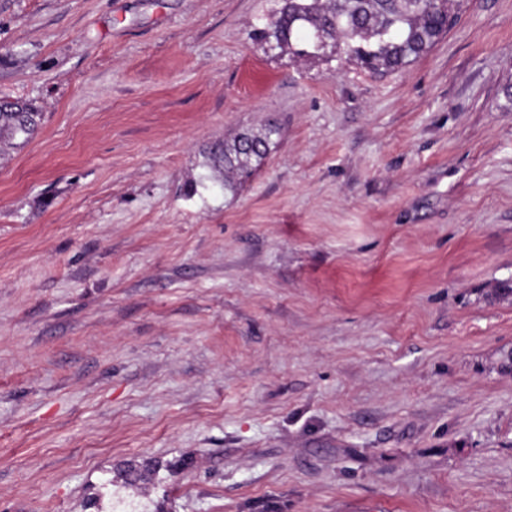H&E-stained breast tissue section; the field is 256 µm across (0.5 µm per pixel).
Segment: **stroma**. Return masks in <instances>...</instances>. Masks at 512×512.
<instances>
[{
  "label": "stroma",
  "mask_w": 512,
  "mask_h": 512,
  "mask_svg": "<svg viewBox=\"0 0 512 512\" xmlns=\"http://www.w3.org/2000/svg\"><path fill=\"white\" fill-rule=\"evenodd\" d=\"M280 6L0 0V512H512V0L384 77ZM40 122V113L26 102L15 107L1 109L0 138L6 137L15 146L27 143L36 133ZM280 128L274 123H268L263 136L240 134L231 146H216L208 155V161L215 170L224 171L225 190L235 191L238 185L247 181L255 171L252 165L254 158L260 163L270 151L271 136L279 135ZM239 139V140H238ZM119 477L125 487L134 488L143 496L148 495L150 489L155 488L159 482L156 471L141 469L133 465H128L126 469L122 470Z\"/></svg>",
  "instance_id": "1"
}]
</instances>
